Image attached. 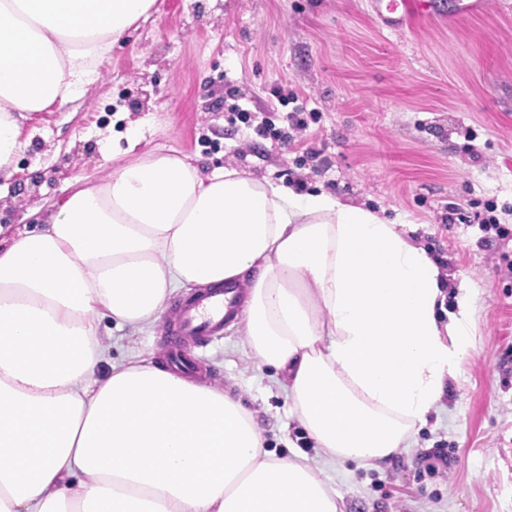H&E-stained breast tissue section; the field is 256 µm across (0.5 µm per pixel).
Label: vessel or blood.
<instances>
[{
  "instance_id": "1",
  "label": "vessel or blood",
  "mask_w": 512,
  "mask_h": 512,
  "mask_svg": "<svg viewBox=\"0 0 512 512\" xmlns=\"http://www.w3.org/2000/svg\"><path fill=\"white\" fill-rule=\"evenodd\" d=\"M244 300L241 284L234 280L220 286H206L180 303L164 325L163 350L170 364L178 370L204 374V366L188 357L186 349L202 337L223 331L233 321Z\"/></svg>"
}]
</instances>
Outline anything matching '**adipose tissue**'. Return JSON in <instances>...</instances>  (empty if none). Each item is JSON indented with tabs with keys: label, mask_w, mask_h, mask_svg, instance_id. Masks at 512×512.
Returning a JSON list of instances; mask_svg holds the SVG:
<instances>
[{
	"label": "adipose tissue",
	"mask_w": 512,
	"mask_h": 512,
	"mask_svg": "<svg viewBox=\"0 0 512 512\" xmlns=\"http://www.w3.org/2000/svg\"><path fill=\"white\" fill-rule=\"evenodd\" d=\"M155 0H0V179L21 121L70 98ZM415 225L232 167L147 153L0 249V512H339L241 403L136 361L96 319L154 324L177 290L249 279L245 332L329 460L375 466L457 379L476 298L446 311Z\"/></svg>",
	"instance_id": "ef3b65f1"
}]
</instances>
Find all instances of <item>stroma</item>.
Masks as SVG:
<instances>
[{
    "mask_svg": "<svg viewBox=\"0 0 512 512\" xmlns=\"http://www.w3.org/2000/svg\"><path fill=\"white\" fill-rule=\"evenodd\" d=\"M463 13L428 0L427 13L395 30L378 0H156L147 20L116 45L98 78L70 100L29 113L4 197L0 243L81 183L111 169L113 139L135 154L174 153L202 171L233 167L253 177L321 191L419 227L445 269L447 307L474 289L469 357L427 423L381 469L325 462L269 368L251 355L242 320L194 346L208 385L241 399L278 458L305 450L343 512H512V0ZM315 119L291 145L236 122L228 89L254 122L278 120L275 86ZM324 150L313 173L299 159ZM463 217L445 223L449 206ZM163 322L141 331L103 318L110 366L163 364ZM445 448L448 471L427 473L421 452Z\"/></svg>",
    "mask_w": 512,
    "mask_h": 512,
    "instance_id": "35a3bbf8",
    "label": "stroma"
}]
</instances>
